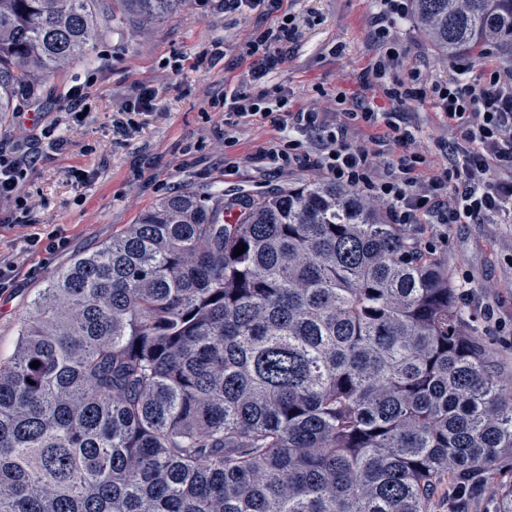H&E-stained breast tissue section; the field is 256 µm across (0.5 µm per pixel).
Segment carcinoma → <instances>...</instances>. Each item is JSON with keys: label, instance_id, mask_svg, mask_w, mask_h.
Wrapping results in <instances>:
<instances>
[{"label": "carcinoma", "instance_id": "obj_1", "mask_svg": "<svg viewBox=\"0 0 512 512\" xmlns=\"http://www.w3.org/2000/svg\"><path fill=\"white\" fill-rule=\"evenodd\" d=\"M183 2L0 0V128ZM410 16L441 56L512 44V0ZM224 212L186 188L47 277L0 357V512H426L512 456V383L420 235L332 181Z\"/></svg>", "mask_w": 512, "mask_h": 512}]
</instances>
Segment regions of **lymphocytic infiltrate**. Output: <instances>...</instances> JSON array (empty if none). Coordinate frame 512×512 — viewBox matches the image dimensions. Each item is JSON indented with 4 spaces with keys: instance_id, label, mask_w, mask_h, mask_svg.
Returning a JSON list of instances; mask_svg holds the SVG:
<instances>
[{
    "instance_id": "f902f5d3",
    "label": "lymphocytic infiltrate",
    "mask_w": 512,
    "mask_h": 512,
    "mask_svg": "<svg viewBox=\"0 0 512 512\" xmlns=\"http://www.w3.org/2000/svg\"><path fill=\"white\" fill-rule=\"evenodd\" d=\"M378 2L373 28L381 52L367 73L382 88L386 106L338 95L336 102L344 110L331 125L325 113L290 111L283 96L278 97L276 109H269L267 90L236 91L226 95L220 107L225 126L247 117L270 122L279 135L263 150V161L279 170L312 168L336 184L380 200L387 205L391 224H482L493 216L512 214V66L498 63L497 49L490 46L480 62L468 55L456 56L454 76L444 84L426 83L416 74L394 77L402 50L394 29L408 6L404 0ZM224 7L275 17L272 27L255 28L242 56L251 60L254 79L276 71L298 31L283 0H224ZM426 100L457 135L447 145L446 161L434 163L419 153L387 158L389 143L414 138L402 123V107ZM360 127L374 129L369 143L353 142L351 133ZM298 130L308 133V140L295 138ZM42 139L52 140L59 150L65 146L54 127L46 126L26 134L18 150L0 151V202L10 206L19 223L31 210L28 198L18 190L19 180L27 167L39 161L36 146Z\"/></svg>"
}]
</instances>
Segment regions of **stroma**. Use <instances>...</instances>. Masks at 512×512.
<instances>
[{"label":"stroma","instance_id":"35a3bbf8","mask_svg":"<svg viewBox=\"0 0 512 512\" xmlns=\"http://www.w3.org/2000/svg\"><path fill=\"white\" fill-rule=\"evenodd\" d=\"M297 17L296 40L287 62L267 76L268 89L287 92L297 109L332 112L340 92L358 93L367 103L382 104L375 83L363 73L379 55L372 20L376 0H285ZM263 20L257 14L226 12L220 0H187L177 12L152 25L126 19L97 44L92 66H76L46 80L44 94L30 103L40 125L60 120L64 150L38 146L41 160L20 185L37 205L27 221L35 229L58 227L69 239L52 255H29L23 232L9 228V211L0 208V258L23 266L14 288L0 294V354L9 355L17 326L49 273L69 264L79 253L109 241L123 226L160 198L187 187L223 192L225 200L252 199L319 179L314 170L289 174L261 162L265 143L277 130L246 118L225 131L213 104L224 95L252 86L250 61L240 56L243 43ZM402 54L396 73L418 72L429 82H446L451 60L438 56L429 42L403 20L396 28ZM85 85L88 114L77 125L62 123L66 94ZM152 87L153 109L135 113V128L120 135L112 117L135 99L141 87ZM409 120L418 129L416 152L442 155L454 136L430 104L412 105ZM235 146L225 147V134ZM83 170L86 180L75 179ZM422 236L448 260V279L460 294L462 326L488 347L503 381L512 380V219L497 224H452L447 237ZM492 305L494 321L482 313ZM512 481V456L495 470L479 472L467 494L460 480L442 475L427 500V512H495L500 489Z\"/></svg>","mask_w":512,"mask_h":512}]
</instances>
